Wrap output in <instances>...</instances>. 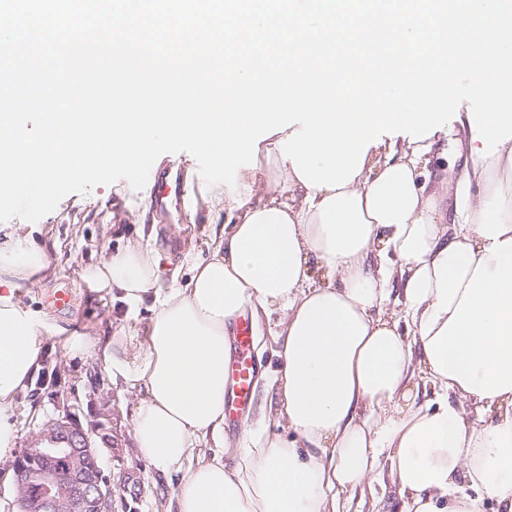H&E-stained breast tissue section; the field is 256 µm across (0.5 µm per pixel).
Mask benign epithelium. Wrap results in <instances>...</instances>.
Wrapping results in <instances>:
<instances>
[{
    "label": "benign epithelium",
    "mask_w": 512,
    "mask_h": 512,
    "mask_svg": "<svg viewBox=\"0 0 512 512\" xmlns=\"http://www.w3.org/2000/svg\"><path fill=\"white\" fill-rule=\"evenodd\" d=\"M56 399V414L12 464L21 512H130L144 477L124 467L116 479L104 475V455L124 462L112 418L85 429L69 398L58 391Z\"/></svg>",
    "instance_id": "1"
}]
</instances>
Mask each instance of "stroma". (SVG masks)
<instances>
[{
	"instance_id": "1",
	"label": "stroma",
	"mask_w": 512,
	"mask_h": 512,
	"mask_svg": "<svg viewBox=\"0 0 512 512\" xmlns=\"http://www.w3.org/2000/svg\"><path fill=\"white\" fill-rule=\"evenodd\" d=\"M204 185L198 175L187 180L190 204L153 226L138 222L136 213L137 207L147 206L149 189L134 190L121 179L85 195H67L51 213L22 227L23 233L46 252L52 268L49 276L32 287L29 302L33 309L49 313L57 330L45 340L37 373L44 379V386L37 393L26 392L17 398V444L25 446L40 425L53 416L59 390L76 400L81 424L95 422L99 413L111 414L112 432L123 446L125 467L146 478L137 512H164L174 484L152 476L149 463L137 451L132 431L137 405L134 395L120 392L108 367L94 355L79 357L68 352L65 339L83 335L95 340L120 328L132 333L151 315L150 303L130 306L104 302L86 289L81 275L85 268L97 264L105 251H118L147 236L148 246L163 255L167 286L186 283L190 258L206 257L208 250ZM63 283L72 293V307L66 313L52 310L46 301L47 295Z\"/></svg>"
}]
</instances>
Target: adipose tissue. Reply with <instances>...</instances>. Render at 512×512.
Returning <instances> with one entry per match:
<instances>
[{"label":"adipose tissue","mask_w":512,"mask_h":512,"mask_svg":"<svg viewBox=\"0 0 512 512\" xmlns=\"http://www.w3.org/2000/svg\"><path fill=\"white\" fill-rule=\"evenodd\" d=\"M282 139L260 142L235 194L207 191L226 221L184 285L162 287L160 254L137 242L82 275L101 299L154 298L134 336L67 344L137 398L136 447L176 481L166 512H350L376 485L399 512H512V139L482 159L467 125L399 136L334 191L307 188ZM48 267L27 235L0 243L1 464L52 329L26 302ZM247 309L279 316L276 399L228 444L227 336Z\"/></svg>","instance_id":"1"}]
</instances>
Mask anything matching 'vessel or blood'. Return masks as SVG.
Wrapping results in <instances>:
<instances>
[{
  "label": "vessel or blood",
  "mask_w": 512,
  "mask_h": 512,
  "mask_svg": "<svg viewBox=\"0 0 512 512\" xmlns=\"http://www.w3.org/2000/svg\"><path fill=\"white\" fill-rule=\"evenodd\" d=\"M152 185L151 208L168 213L187 200L183 179L166 169L150 173ZM253 325L249 316L243 315L235 323L230 337V357L226 368L224 415L228 422L237 423L251 404L260 367L253 352Z\"/></svg>",
  "instance_id": "obj_1"
}]
</instances>
